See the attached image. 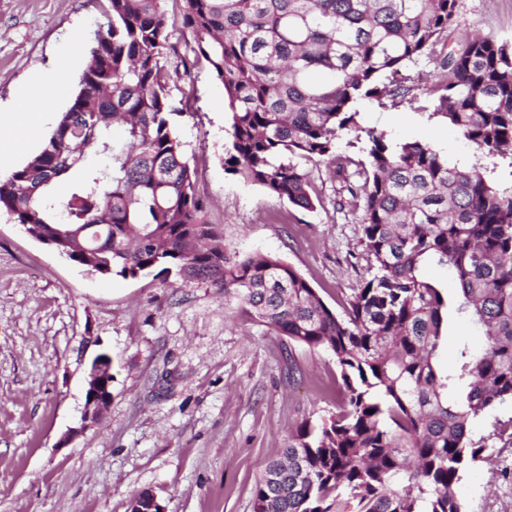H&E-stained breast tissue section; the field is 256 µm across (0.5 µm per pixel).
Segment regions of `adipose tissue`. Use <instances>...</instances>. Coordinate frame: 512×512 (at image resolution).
Instances as JSON below:
<instances>
[{"mask_svg":"<svg viewBox=\"0 0 512 512\" xmlns=\"http://www.w3.org/2000/svg\"><path fill=\"white\" fill-rule=\"evenodd\" d=\"M47 93L46 87H37L19 99L13 112L0 114V169L11 166L31 145L35 132L47 123Z\"/></svg>","mask_w":512,"mask_h":512,"instance_id":"ef3b65f1","label":"adipose tissue"}]
</instances>
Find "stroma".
<instances>
[{"instance_id": "1", "label": "stroma", "mask_w": 512, "mask_h": 512, "mask_svg": "<svg viewBox=\"0 0 512 512\" xmlns=\"http://www.w3.org/2000/svg\"><path fill=\"white\" fill-rule=\"evenodd\" d=\"M105 23L102 0H0V113L39 80L58 87L35 146L68 109L85 47ZM472 32L512 42V0H457L445 44ZM432 68L423 58L404 71L400 82L414 98L361 102L360 127L391 143H426L511 189L512 157L476 150L422 109L417 80ZM169 85L187 103L173 125L208 202L206 219L221 225L227 248L281 257L344 313L369 275L362 207L346 190L365 154L342 147L341 168L328 157L301 160L314 207L292 206L225 172L227 104L206 63ZM464 344L485 347L467 317L448 311L441 371L454 369ZM101 354L112 361V400L88 425L87 378ZM337 375L331 354L289 345L217 289L151 273L89 274L0 215V512H128L140 492L166 512H252L267 461L299 423L340 405ZM510 416L505 405L470 425L486 449L454 487L465 512H512V448L491 437L494 420Z\"/></svg>"}]
</instances>
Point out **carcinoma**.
Listing matches in <instances>:
<instances>
[{
    "label": "carcinoma",
    "mask_w": 512,
    "mask_h": 512,
    "mask_svg": "<svg viewBox=\"0 0 512 512\" xmlns=\"http://www.w3.org/2000/svg\"><path fill=\"white\" fill-rule=\"evenodd\" d=\"M79 89L38 154L0 182V213L101 275L200 280L288 342L332 354L343 400L303 422L256 483L252 512H464L453 486L486 446L472 420L512 404V192L421 142L365 131L359 173L371 273L341 316L278 256L232 254L205 219L171 116L163 0H106ZM192 63L206 61L230 114L225 172L311 209L294 159L336 157L356 105L434 61L430 106L476 149L512 155V43L476 35L437 52L457 0H183ZM183 61V65H188ZM124 126L126 143L109 137ZM64 184L65 192H57ZM458 281L479 326L450 373L435 369L443 311L423 269ZM492 437L512 445V417ZM133 512H157L147 492Z\"/></svg>",
    "instance_id": "obj_1"
}]
</instances>
